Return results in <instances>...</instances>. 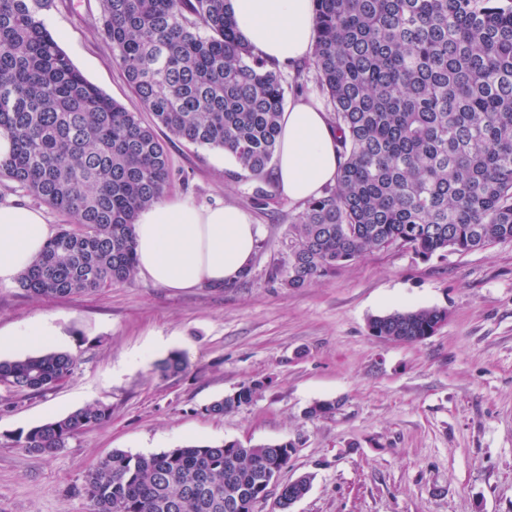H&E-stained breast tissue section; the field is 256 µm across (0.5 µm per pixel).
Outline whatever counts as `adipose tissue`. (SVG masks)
<instances>
[{"instance_id": "ef3b65f1", "label": "adipose tissue", "mask_w": 512, "mask_h": 512, "mask_svg": "<svg viewBox=\"0 0 512 512\" xmlns=\"http://www.w3.org/2000/svg\"><path fill=\"white\" fill-rule=\"evenodd\" d=\"M241 36L281 64L309 57L315 34L313 0H229ZM276 178L293 201L320 196L340 164L328 112L303 100L280 117ZM139 274L173 290L221 286L250 266L257 228L233 205L203 207L167 195L143 209L134 226ZM52 230L41 210L0 205V284L15 282L42 253Z\"/></svg>"}]
</instances>
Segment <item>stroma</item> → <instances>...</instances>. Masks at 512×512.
<instances>
[{
	"instance_id": "35a3bbf8",
	"label": "stroma",
	"mask_w": 512,
	"mask_h": 512,
	"mask_svg": "<svg viewBox=\"0 0 512 512\" xmlns=\"http://www.w3.org/2000/svg\"><path fill=\"white\" fill-rule=\"evenodd\" d=\"M100 0H53L48 28L75 67L108 97L150 122L94 29ZM170 194L198 206L232 204L257 226L248 279L175 292L141 277L91 294L32 298L0 285V332L46 316L53 339L0 351L13 360L50 350L77 360L70 380L38 394L0 385V512H87V469L120 449L150 455L190 443L243 447L296 443L282 481L313 474L292 512H512V242L424 259L372 251L308 287L281 281L288 217L300 203L277 196L253 207L255 185L220 149L160 130ZM443 308L424 341L371 336L370 318ZM188 361L154 371L170 352ZM264 381L256 401L217 417L212 401ZM333 401L325 418L314 403ZM109 420L43 455L19 433L85 405Z\"/></svg>"
}]
</instances>
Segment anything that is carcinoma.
<instances>
[{"mask_svg":"<svg viewBox=\"0 0 512 512\" xmlns=\"http://www.w3.org/2000/svg\"><path fill=\"white\" fill-rule=\"evenodd\" d=\"M51 0H0V178L67 215L18 287L35 298L94 293L132 280L134 224L171 185L155 127L224 150L263 180L277 151L286 86L243 42L226 0H101L99 34L154 124L88 82L43 19ZM306 65L332 105L336 183L288 215L281 274L305 288L368 251L428 259L512 242V0H314ZM438 308L375 316L372 336L425 340ZM63 351L0 361V385L38 393L74 374ZM186 369L173 353L162 377ZM253 380L205 407L251 405ZM110 417L91 404L16 437L51 455ZM295 443L235 441L150 456L114 450L83 475L91 512H256ZM311 483L275 484L279 512Z\"/></svg>","mask_w":512,"mask_h":512,"instance_id":"cac0c4a2","label":"carcinoma"}]
</instances>
